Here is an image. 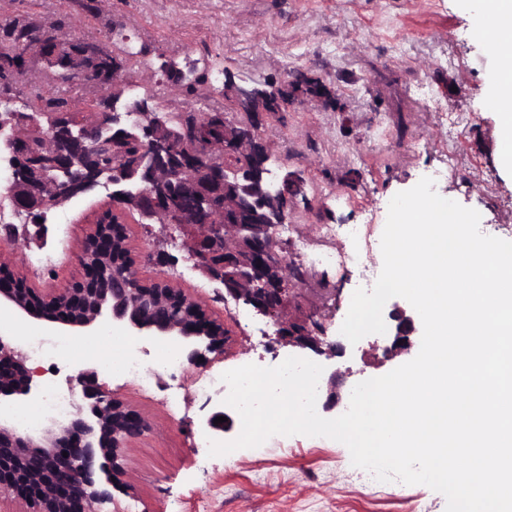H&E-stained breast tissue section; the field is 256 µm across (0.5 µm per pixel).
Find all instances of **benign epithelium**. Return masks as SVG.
Segmentation results:
<instances>
[{"label":"benign epithelium","mask_w":512,"mask_h":512,"mask_svg":"<svg viewBox=\"0 0 512 512\" xmlns=\"http://www.w3.org/2000/svg\"><path fill=\"white\" fill-rule=\"evenodd\" d=\"M78 45L88 54L97 51L91 43L61 26H44L20 50L29 61H43L51 50ZM159 72L167 86L183 91L205 79L211 88L207 66L181 65L165 59ZM19 70L0 69V98L17 90ZM232 91L245 108L257 88L234 83ZM122 92L104 100V109L91 120L75 122L70 116H47L55 145L42 150L23 135L25 127L37 126L36 115L13 109L0 110V155L9 176L0 182V196L33 224L46 217L54 206L44 198L42 188L56 195L69 192L76 181L73 160L96 146L123 142L130 131L140 128L146 136L145 149L126 167L128 174L116 179L96 176L85 190L112 189V215L105 222L91 224L81 254L83 275L62 288H29L8 271L18 248H0V306L22 315L44 319L60 335L81 332L99 336L112 325L126 333V339L143 352L147 345L166 338L173 343L189 371L207 368L224 358L230 336L224 323L211 317L204 302L185 293L172 279H140V255L132 251L125 225L112 219L122 212V200H137L144 224L166 219L163 229L183 232L180 247L193 268L209 282L224 290V298L252 310L273 328L272 349L288 348L299 357L324 358L328 364L318 384L320 412L327 416L347 406L343 392L344 375L332 360L346 353V346L328 336L336 316V295L325 297L321 311L303 313L299 302L308 278L317 275L290 264L285 243L277 235L280 216L258 232L240 219V206L252 201L284 198L291 203L307 197V181L294 171L272 176L269 162L273 148L259 133L263 113L246 112L243 120L230 127L209 124L210 115L187 137L169 127L145 101ZM241 151L260 163L261 176L233 182L224 172L218 156ZM42 160L45 169L39 183H22L21 167ZM192 197L191 206L185 197ZM388 318L394 322L390 343L382 359L392 361L410 355L418 345V313L393 304ZM43 372L31 366L25 348L12 337L0 335V512H99L112 502V490L127 484L121 448L150 430V424L136 410L118 398L100 381L98 370L85 369L68 374L66 391L72 408L66 417L52 416L36 431L21 428L4 417V410L16 405L44 401ZM234 409L222 402L213 406L204 430L223 438L235 427ZM224 416L227 421L214 423ZM68 456H63V453Z\"/></svg>","instance_id":"obj_1"}]
</instances>
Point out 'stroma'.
Returning a JSON list of instances; mask_svg holds the SVG:
<instances>
[{
  "mask_svg": "<svg viewBox=\"0 0 512 512\" xmlns=\"http://www.w3.org/2000/svg\"><path fill=\"white\" fill-rule=\"evenodd\" d=\"M68 22L108 50L114 32L128 34L148 96L163 86L156 68L163 58L208 62L209 108L223 103L228 73L278 85L301 70L325 85L329 97L298 96L287 111L264 113L260 129L273 145L272 172L297 171L307 180V199L291 207L287 221L312 243L321 241L320 225L362 224L371 215L374 235H382L391 198L433 171L441 174L442 197L480 213L482 233L499 238L512 227V175L497 168L498 116L489 107L497 59L475 36L469 0H112L97 20L74 11ZM109 204L101 190L55 209L46 244L13 259L15 277L34 288L80 278L85 229ZM178 282L209 299L232 338L219 369L274 367L287 358V350H265L264 320L226 307L199 273ZM308 286V309L320 305L325 289H336L339 308L328 334L339 337L361 286L358 271L330 269ZM1 333L21 343L57 337L52 324L7 309L0 310ZM385 341L367 335L337 359L349 384L394 369V362L376 366L367 355ZM107 382L152 430L124 448L130 480L104 512L129 502L137 512H446L445 497L421 484L395 481L368 497L348 448L326 437L277 435L262 448L210 456L195 445L204 401L191 382L175 393L163 373L150 393L129 377Z\"/></svg>",
  "mask_w": 512,
  "mask_h": 512,
  "instance_id": "obj_1",
  "label": "stroma"
}]
</instances>
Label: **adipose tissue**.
I'll return each mask as SVG.
<instances>
[{
    "label": "adipose tissue",
    "instance_id": "adipose-tissue-1",
    "mask_svg": "<svg viewBox=\"0 0 512 512\" xmlns=\"http://www.w3.org/2000/svg\"><path fill=\"white\" fill-rule=\"evenodd\" d=\"M480 28L491 34L501 58L492 101L499 116V163L512 169V0H492Z\"/></svg>",
    "mask_w": 512,
    "mask_h": 512
}]
</instances>
